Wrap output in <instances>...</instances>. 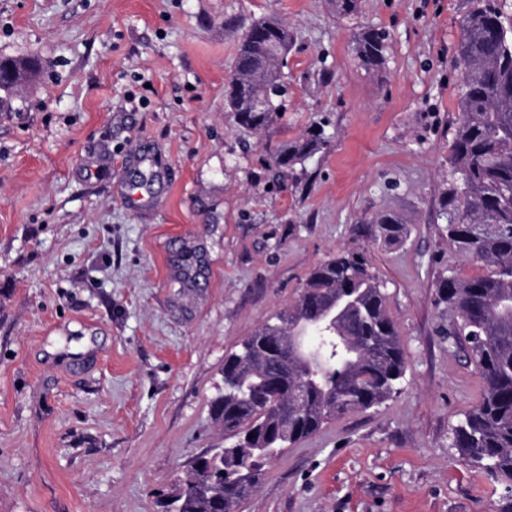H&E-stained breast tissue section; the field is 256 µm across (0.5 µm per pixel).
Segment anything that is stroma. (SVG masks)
Masks as SVG:
<instances>
[{
  "label": "stroma",
  "instance_id": "stroma-1",
  "mask_svg": "<svg viewBox=\"0 0 512 512\" xmlns=\"http://www.w3.org/2000/svg\"><path fill=\"white\" fill-rule=\"evenodd\" d=\"M471 0H0V60L38 73L0 97V512H161L230 445L211 414L224 358L294 305L336 250L367 249L407 370L379 407L273 462L239 512H512L451 428L481 400L437 330L435 283L483 264L441 208ZM288 31L285 110L239 128L225 89L247 28ZM385 31L386 63L355 40ZM328 143L275 173L284 141ZM382 214L389 244L351 229ZM386 35L384 32L369 29L356 39L355 57L366 70L379 69L386 61Z\"/></svg>",
  "mask_w": 512,
  "mask_h": 512
}]
</instances>
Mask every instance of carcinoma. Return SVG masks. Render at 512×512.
<instances>
[{
  "instance_id": "obj_1",
  "label": "carcinoma",
  "mask_w": 512,
  "mask_h": 512,
  "mask_svg": "<svg viewBox=\"0 0 512 512\" xmlns=\"http://www.w3.org/2000/svg\"><path fill=\"white\" fill-rule=\"evenodd\" d=\"M285 28L272 19L254 23L232 67L227 102L236 123L265 130L280 117L287 90L279 62H263V44ZM386 35L369 29L356 39L355 57L366 70L386 61ZM459 121L451 145L450 188L444 203L448 243L489 273L461 278L453 271L435 285L438 303L453 318L443 332L464 347L483 384L482 401L451 431L459 461L512 483V21L496 0H473L462 23ZM269 100L264 112L238 107L244 91ZM322 132L285 142L272 154L281 172L322 149ZM496 231L473 238V225ZM363 233L397 243L405 225L389 215L359 225ZM389 295L372 271L367 250L342 248L315 265L297 303L267 320L224 358V390L211 402L216 421L234 438L177 484L174 512H238L266 467L328 421L374 408L405 376L399 332L387 314ZM287 339L283 355L267 353V340ZM302 401L295 404V392ZM224 474L212 484L207 472Z\"/></svg>"
}]
</instances>
